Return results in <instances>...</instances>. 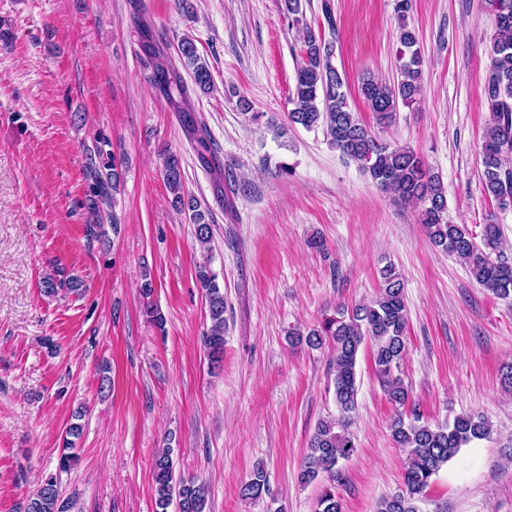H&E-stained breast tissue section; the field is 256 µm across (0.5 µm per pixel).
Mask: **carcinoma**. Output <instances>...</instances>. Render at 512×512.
<instances>
[{"label": "carcinoma", "instance_id": "cac0c4a2", "mask_svg": "<svg viewBox=\"0 0 512 512\" xmlns=\"http://www.w3.org/2000/svg\"><path fill=\"white\" fill-rule=\"evenodd\" d=\"M284 10L292 24L303 26L301 61L297 68L294 92L289 112L292 123L307 130L323 128L331 143L342 154L358 161L371 180L405 202L418 205L419 222L430 242L444 252L467 263L472 278L500 298L512 295V263L502 259L500 226L484 225L481 243H476L468 229L448 223L446 195L438 176L427 170L424 161L410 147L381 140L352 112L343 91L344 78L332 64L333 45L322 34L302 24V0H283ZM495 11L496 31L491 39L486 79L481 96L489 111V124L481 147L483 189L500 205L512 203V0H489ZM399 78L394 83L366 76L361 81V94L378 124L388 125L396 116L399 105L416 103L421 86V56L415 31L402 24L398 36ZM144 52L152 59L151 83L156 86L179 120L186 140L194 149L201 166L218 175L217 191H222L221 166L215 155L209 132L190 108L191 93L210 92L213 79L210 68L199 53L195 39L184 36L178 44L179 60L191 73L192 83L184 81L161 48L153 42L149 30H144ZM98 148L87 156L85 170L91 178L89 206L100 210L109 205L119 187V174L102 160ZM163 181L173 194L174 206L190 213L195 226V239L205 247L211 241V225L198 202L183 191L180 157L162 154ZM196 280L205 291L210 326L204 333V344L215 359L224 354V292L216 275L207 265L196 270ZM407 309L405 285L391 266L381 271V281L375 298L369 302L342 307L336 316L326 318L306 333L289 332V342L311 349L327 347L334 372L333 392L339 417L322 420L315 427L308 453L299 473L300 482L310 484L325 475L317 498L315 512H342L336 484L343 479L342 463L355 453L356 445L350 432V416L356 410L357 359L360 349L370 345L375 371L390 403L404 406L410 389L401 376L407 353ZM76 422L66 431L59 469L66 471L78 460L74 453L75 439L82 434ZM489 422L472 414H461L452 421L431 425L416 407L410 412L397 413L391 423V438L403 448L407 462L403 489L383 497L376 512H420L418 502L430 486L433 477L460 450L490 436ZM155 482V512H168L172 500H177L178 512H205L208 490L194 479L174 477L169 450L157 453L153 460ZM267 492V476L260 467L242 484L241 497L258 499ZM69 502L61 499L56 477L43 480L28 498L25 512H68Z\"/></svg>", "mask_w": 512, "mask_h": 512}]
</instances>
